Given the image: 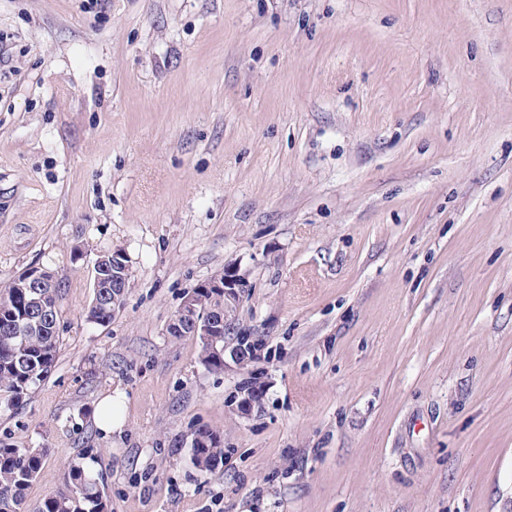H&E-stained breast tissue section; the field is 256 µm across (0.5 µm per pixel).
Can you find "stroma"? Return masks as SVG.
Instances as JSON below:
<instances>
[{
	"instance_id": "35a3bbf8",
	"label": "stroma",
	"mask_w": 512,
	"mask_h": 512,
	"mask_svg": "<svg viewBox=\"0 0 512 512\" xmlns=\"http://www.w3.org/2000/svg\"><path fill=\"white\" fill-rule=\"evenodd\" d=\"M228 264L263 348L214 372L167 327ZM32 266L30 502L89 449L112 512H512V0H0V282ZM100 273L99 270L96 271ZM95 274L93 282V298L88 310V321L95 324H107L112 321V315H115L123 305L121 296L117 293L126 292L127 288L124 285L131 279L132 271L127 256L121 251L112 252V270L109 271L108 277L112 276V280L108 281L109 288L101 287L100 281L107 276H98ZM112 288H117L118 291L112 293ZM104 397L99 404L98 411V427L105 433L121 432L124 426V418L121 415L120 409V395ZM112 404L111 415L112 419L107 417L108 409ZM116 411L114 412V410ZM200 435L208 437L207 448L202 447ZM191 432V448H189L190 457L193 465L201 471H211L224 464V445L218 433L207 428L199 427Z\"/></svg>"
}]
</instances>
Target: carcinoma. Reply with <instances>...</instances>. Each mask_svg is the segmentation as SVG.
<instances>
[{
  "mask_svg": "<svg viewBox=\"0 0 512 512\" xmlns=\"http://www.w3.org/2000/svg\"><path fill=\"white\" fill-rule=\"evenodd\" d=\"M50 311L41 326L33 324L37 304ZM60 294L57 288L23 287L13 278L0 287V415L30 400L55 367L60 349ZM88 321H112V288H96ZM200 362L209 371L224 369V357L201 344ZM208 437L207 447L189 449L193 465L211 471L224 464L218 433L197 428ZM45 450L0 446V512H112L102 478L88 471L83 458L73 461L63 486L31 506L28 491L39 474Z\"/></svg>",
  "mask_w": 512,
  "mask_h": 512,
  "instance_id": "cac0c4a2",
  "label": "carcinoma"
}]
</instances>
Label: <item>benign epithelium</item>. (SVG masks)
I'll return each instance as SVG.
<instances>
[{"instance_id": "obj_1", "label": "benign epithelium", "mask_w": 512, "mask_h": 512, "mask_svg": "<svg viewBox=\"0 0 512 512\" xmlns=\"http://www.w3.org/2000/svg\"><path fill=\"white\" fill-rule=\"evenodd\" d=\"M132 271L127 256L121 251L112 252V287L122 288L131 279ZM27 287L47 288L56 284L51 272L37 266H31L22 272ZM250 287L246 273L232 264L224 267V273L199 283L187 292L169 325L172 336H201L204 340L217 347L221 337L230 335L233 330V310L238 306L245 291ZM224 300V312L211 315L201 310L204 300L201 292Z\"/></svg>"}]
</instances>
